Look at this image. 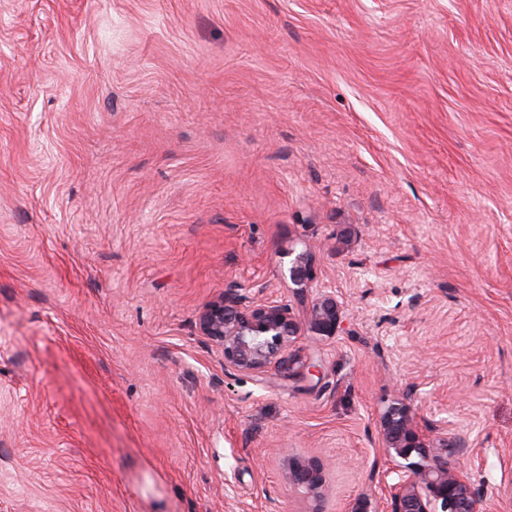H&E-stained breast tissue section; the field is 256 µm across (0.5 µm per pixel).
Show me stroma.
<instances>
[{
  "mask_svg": "<svg viewBox=\"0 0 512 512\" xmlns=\"http://www.w3.org/2000/svg\"><path fill=\"white\" fill-rule=\"evenodd\" d=\"M231 283L335 291L318 377ZM404 394L512 512V0H0V512H349ZM290 279L299 286L306 285L308 282L313 281L314 272L311 263V258L307 253H299L291 261V266L288 268ZM242 290L229 285L219 300L201 311V336L220 348L227 374L264 375L275 369L288 380L297 376L301 327L290 308ZM292 482L306 488L309 491H316L322 487V468L316 462L294 461L291 468Z\"/></svg>",
  "mask_w": 512,
  "mask_h": 512,
  "instance_id": "obj_1",
  "label": "stroma"
}]
</instances>
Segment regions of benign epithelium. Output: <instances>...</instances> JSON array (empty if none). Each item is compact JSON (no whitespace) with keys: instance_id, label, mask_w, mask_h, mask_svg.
I'll use <instances>...</instances> for the list:
<instances>
[{"instance_id":"1","label":"benign epithelium","mask_w":512,"mask_h":512,"mask_svg":"<svg viewBox=\"0 0 512 512\" xmlns=\"http://www.w3.org/2000/svg\"><path fill=\"white\" fill-rule=\"evenodd\" d=\"M288 272L299 286L312 281L309 255L297 254ZM343 324L336 293L322 289L312 301L309 330L332 338ZM198 329L220 348L227 374L263 375L274 369L288 379L297 376L301 327L286 304L251 297L230 285L201 311ZM378 435L388 462L381 508L371 506V499L364 496L352 512H478L470 466L473 451L464 437L448 435V425L425 419L405 396L380 414ZM291 476L295 485L309 491L322 487V468L316 462H293Z\"/></svg>"}]
</instances>
